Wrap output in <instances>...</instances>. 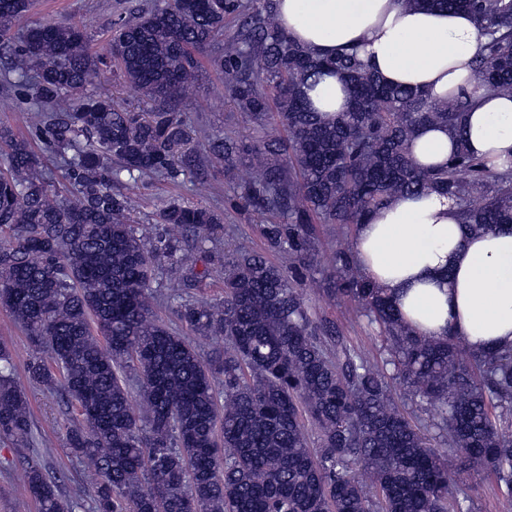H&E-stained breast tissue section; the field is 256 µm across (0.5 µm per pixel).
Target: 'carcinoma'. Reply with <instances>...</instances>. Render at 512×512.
<instances>
[{
    "label": "carcinoma",
    "mask_w": 512,
    "mask_h": 512,
    "mask_svg": "<svg viewBox=\"0 0 512 512\" xmlns=\"http://www.w3.org/2000/svg\"><path fill=\"white\" fill-rule=\"evenodd\" d=\"M404 2L470 13L487 36L472 61L479 86L512 97V0ZM30 10L31 0H0L1 45ZM234 14L244 16L240 31L215 63L238 109L264 131L240 199L267 216L259 232L287 268L245 246L224 258L215 239L224 218L200 204H163L161 229L147 239L118 190L123 174L137 182L175 170L189 138L171 106L196 80L197 54L224 38ZM113 67L152 110L123 111L90 89ZM324 70L346 82L350 101L330 118L302 91ZM0 79L29 87L20 118L45 131L76 193L72 203L59 200L30 142L0 128V304L38 353L29 381L65 395L67 447L89 469L69 498L48 477L0 338V438L33 449L26 486L40 512H76L83 496L94 512H463L448 459L392 402L391 379L436 406L433 426L461 465L489 470L512 498V346L476 352L451 332L445 341L416 335L350 249L336 255L330 292L377 325L381 362L334 337L299 292L315 259V218L347 236L397 198L437 191L471 233L512 225V170L493 171L467 149L470 98L388 85L354 51L314 56L280 27L277 0L247 9L239 0H161L113 23L102 52L76 22H37ZM74 92L68 111L46 112ZM272 111L287 132L286 166L265 130ZM426 125L457 142L440 168L410 153ZM208 151L221 166L233 143L214 137ZM205 258L224 268V300L180 297L176 314L196 336L224 338V355L209 360L152 308L159 267L195 282L210 273L199 267ZM305 415L318 428L316 448Z\"/></svg>",
    "instance_id": "cac0c4a2"
}]
</instances>
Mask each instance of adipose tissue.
<instances>
[{"label": "adipose tissue", "instance_id": "adipose-tissue-1", "mask_svg": "<svg viewBox=\"0 0 512 512\" xmlns=\"http://www.w3.org/2000/svg\"><path fill=\"white\" fill-rule=\"evenodd\" d=\"M277 9L281 28L315 55L355 47L387 84L435 99L470 96V152L493 169L512 168V99L478 88L472 61L485 37L469 14L412 8L404 0H278ZM304 92L322 114L348 107L336 75H321ZM453 151L447 131L429 126L411 145L426 166L443 165ZM457 211L434 192L399 198L359 226L357 262L418 335L452 332L479 351L512 345V226L471 235Z\"/></svg>", "mask_w": 512, "mask_h": 512}]
</instances>
